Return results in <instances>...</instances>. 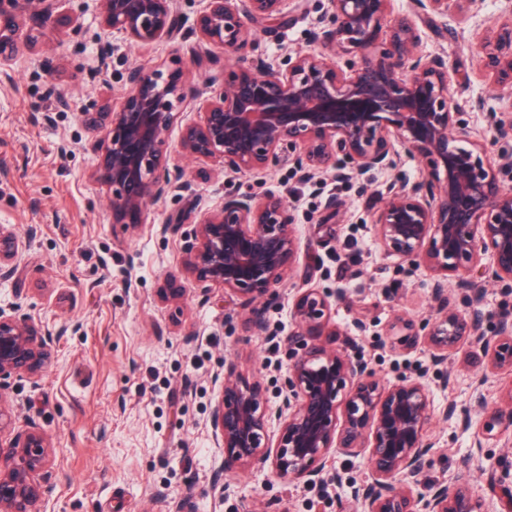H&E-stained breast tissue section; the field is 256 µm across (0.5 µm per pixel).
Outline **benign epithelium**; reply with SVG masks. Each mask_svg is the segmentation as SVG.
<instances>
[{
  "label": "benign epithelium",
  "instance_id": "benign-epithelium-1",
  "mask_svg": "<svg viewBox=\"0 0 512 512\" xmlns=\"http://www.w3.org/2000/svg\"><path fill=\"white\" fill-rule=\"evenodd\" d=\"M464 10L475 0H412L392 14V0H329L313 40L318 52L297 53L285 69L252 56L258 33L286 27L304 0H206L192 32L182 31L173 0H97L103 27L138 46L197 39V55L217 46L237 58L194 90L190 65L174 57L167 71L130 67L119 104L103 100L81 113L97 133L91 177L110 192L112 223L143 222L147 205L166 194L183 173L170 164L167 135L180 125L182 155L209 161L215 171H269L282 162L303 180L330 172L345 180L370 169H393L400 142L424 162L426 176L407 187L394 183L375 219L384 249L409 266L425 267L433 281L434 316L397 318L396 345L422 341L440 364L465 342L478 346L492 371H512V321L482 333L483 313L450 307L448 276L478 297L481 288H512V152L486 159L488 140L512 139V113L491 111L486 131L470 126L452 102L448 62L423 56L417 19ZM65 0H0V74L23 48L42 44L46 31L79 28L61 10ZM352 55L347 70L328 58ZM483 74L493 93L512 92V20L484 46ZM193 103L195 121L180 122ZM344 204L330 197L320 215L336 223ZM16 233L0 225V278L16 268ZM300 242L284 196L250 192L224 195L203 212L184 252L185 270L242 298L246 324L260 330L278 285L296 262ZM329 295L300 288L292 306L288 371L277 410L260 380L224 362V377L210 412L216 472H266L279 478L320 480L338 454L366 457L369 482L352 491L353 512H499L459 477L453 487L425 485L432 458L425 442L434 416L432 391L422 378L384 381L361 358L319 341L330 320ZM55 339L22 316L0 315V388L14 378H36L49 364ZM461 414L474 429V447L512 434V389L490 408L476 393ZM278 420L277 437L269 434ZM55 456L34 424L0 439V512H42L46 489L36 474Z\"/></svg>",
  "mask_w": 512,
  "mask_h": 512
}]
</instances>
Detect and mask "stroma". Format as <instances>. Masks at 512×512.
Listing matches in <instances>:
<instances>
[{"label": "stroma", "mask_w": 512, "mask_h": 512, "mask_svg": "<svg viewBox=\"0 0 512 512\" xmlns=\"http://www.w3.org/2000/svg\"><path fill=\"white\" fill-rule=\"evenodd\" d=\"M328 0H306L291 23L259 36L258 53L273 66L289 55L315 50L312 34ZM78 36L51 34L43 48L20 51L8 76H0V225L15 229L18 271L0 279V313L24 315L56 338L55 360L41 377L13 379L11 433L37 424L56 449L38 473L46 488L45 512H336L368 476L365 457H336L324 477L301 480L229 473L214 488V448L209 413L225 360L246 378H258L271 407L283 399L286 340L294 329L291 307L299 288L329 293L333 346L369 361L389 382L423 377L436 414L426 441L433 458L425 482L453 483L470 476L474 495L512 493V447L489 444L475 452L469 433L441 411L467 410L474 388L496 404L512 388V372L481 379V353L464 345L443 364L427 345L394 349L390 325L397 317L433 314L432 282L376 242L373 217L390 182L421 181L420 162L400 153L389 171L369 170L339 182L304 183L284 163L267 173L217 174L209 164L186 160L179 128L168 136L171 163L186 187L151 202L140 225L112 221L108 195L90 179L93 134L80 114L106 96H121L122 75L132 66L166 68L173 56L191 60V43L148 48L110 37L95 0H67ZM512 13V0H478L466 12L449 9L421 24L419 52L441 55L459 109L471 127L485 128L486 109L512 110V94L489 92L481 78L479 39ZM110 44L108 68L98 52ZM70 102L56 110L57 95ZM251 191L286 197L301 241L298 263L268 307L262 330L248 328L239 299L218 284L197 282L183 270V251L198 212L220 205L225 194ZM346 204L342 221L319 223L327 196ZM172 232L160 233L161 225ZM184 296L158 297L167 278ZM460 310L479 304L492 333L512 319V288H490L472 298L449 290Z\"/></svg>", "instance_id": "1"}]
</instances>
